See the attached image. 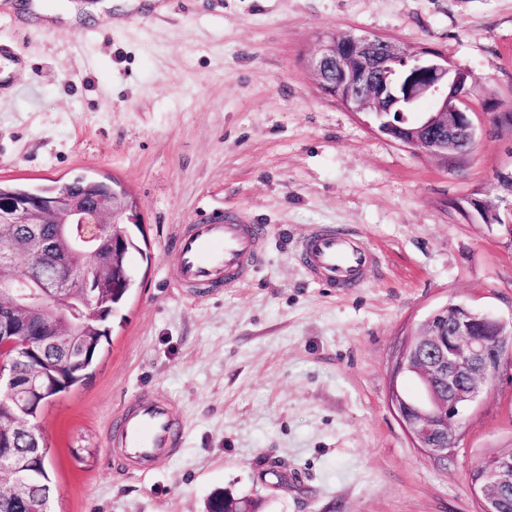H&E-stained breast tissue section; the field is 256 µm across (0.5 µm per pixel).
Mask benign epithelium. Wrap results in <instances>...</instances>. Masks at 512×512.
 Instances as JSON below:
<instances>
[{"instance_id": "1", "label": "benign epithelium", "mask_w": 512, "mask_h": 512, "mask_svg": "<svg viewBox=\"0 0 512 512\" xmlns=\"http://www.w3.org/2000/svg\"><path fill=\"white\" fill-rule=\"evenodd\" d=\"M308 70L322 91L349 111L375 123L398 103L383 99L390 78L406 77L407 103L429 108L418 112L420 127L385 126L377 129L403 146L426 154L448 157L459 131L476 143L479 126L474 116L499 127L500 113L492 103L475 105L469 97L470 74L448 62L432 47L413 50L407 45L369 33L328 32L308 61ZM344 80L334 82L336 73ZM509 163L495 178L503 206H486V223L497 226L512 247V144ZM55 225L59 238L70 240L54 272L40 271L48 243L39 226ZM143 224L139 206L121 185L88 200L78 193L15 197L0 200V337L27 349L34 338H58L72 317L88 312L101 281L74 264V257L89 247L112 264V285L121 279L119 268L128 226ZM112 230V245L104 244ZM512 369V320L477 312L465 304L433 311L396 353L390 386V405L412 443L427 458L445 461L459 452L456 433L462 414L483 388ZM0 392L15 402L17 416L0 426V470L22 469L21 462L37 457L38 441L15 447L19 436L32 432L26 411L44 405L40 375L20 377L0 369ZM470 486L484 504L483 512H512V449L482 457L471 470Z\"/></svg>"}]
</instances>
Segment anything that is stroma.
I'll return each instance as SVG.
<instances>
[{"label": "stroma", "mask_w": 512, "mask_h": 512, "mask_svg": "<svg viewBox=\"0 0 512 512\" xmlns=\"http://www.w3.org/2000/svg\"><path fill=\"white\" fill-rule=\"evenodd\" d=\"M161 2L121 27L41 24L33 0H0V183L115 179L145 221L90 378L38 417L53 512H205L216 491L260 512H480L467 472L512 448V374L463 414L448 466L413 446L388 396L397 350L433 310L512 318V249L455 209L496 201L512 134L481 128L462 158L413 152L306 63L331 31L430 45L469 72L474 103L508 111L512 0ZM224 211L267 225L261 263L227 288L181 287L169 239ZM322 226L376 252L367 286L307 274L300 245ZM146 392L184 437L141 472L107 432Z\"/></svg>", "instance_id": "35a3bbf8"}]
</instances>
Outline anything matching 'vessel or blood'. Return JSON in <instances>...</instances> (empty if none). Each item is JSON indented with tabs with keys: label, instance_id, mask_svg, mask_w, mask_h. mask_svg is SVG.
<instances>
[{
	"label": "vessel or blood",
	"instance_id": "1",
	"mask_svg": "<svg viewBox=\"0 0 512 512\" xmlns=\"http://www.w3.org/2000/svg\"><path fill=\"white\" fill-rule=\"evenodd\" d=\"M265 235V225L243 224L228 214L190 225L175 238L183 284L198 288L245 280L260 261ZM301 252L309 274L337 288L361 286L374 262L362 242L327 229L307 235ZM112 435L124 456L145 471L181 443V427L160 397L140 398L113 424Z\"/></svg>",
	"mask_w": 512,
	"mask_h": 512
}]
</instances>
